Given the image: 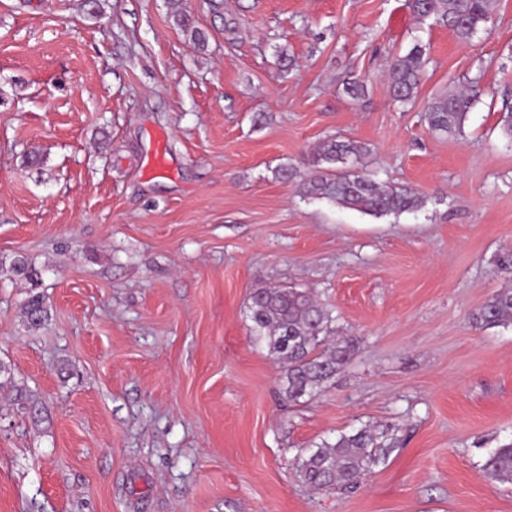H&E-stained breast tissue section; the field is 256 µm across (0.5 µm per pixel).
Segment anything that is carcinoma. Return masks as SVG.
<instances>
[{"label": "carcinoma", "instance_id": "obj_1", "mask_svg": "<svg viewBox=\"0 0 512 512\" xmlns=\"http://www.w3.org/2000/svg\"><path fill=\"white\" fill-rule=\"evenodd\" d=\"M409 7L418 19L444 25L467 43L490 19L492 0H409ZM174 20L191 33L197 46H205L206 33L193 25L185 11H176ZM428 63L425 48L419 44L392 58L389 78L396 101L407 103L416 97ZM481 95L476 78L462 91L448 90L434 96L426 110L429 130L463 134L467 115ZM366 152L367 148L354 140H325L309 160L311 169L302 182L305 194L375 216L419 208L422 200L411 190L383 185L359 172ZM24 314L34 329L46 324L49 312L40 293L29 294ZM247 318L254 342L264 344L270 356L282 364L284 394L290 401L321 391L351 356L350 340H328L334 322L332 311L306 289H257L249 295ZM472 321L481 329L512 326V285L494 292L473 314ZM375 448L374 436L363 429L341 434L333 442L323 441L301 460V478L316 489L355 485L375 462ZM481 474L491 483L512 484V443L490 452Z\"/></svg>", "mask_w": 512, "mask_h": 512}]
</instances>
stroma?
Here are the masks:
<instances>
[{
    "instance_id": "stroma-1",
    "label": "stroma",
    "mask_w": 512,
    "mask_h": 512,
    "mask_svg": "<svg viewBox=\"0 0 512 512\" xmlns=\"http://www.w3.org/2000/svg\"><path fill=\"white\" fill-rule=\"evenodd\" d=\"M417 41L402 106L387 59ZM475 78L463 135L432 134L431 97ZM0 93V512H512L480 471L512 442V327L470 321L512 249V0L467 44L407 0H0ZM329 137L422 206L379 218L281 178ZM273 285L353 342L294 403L246 318ZM365 428L359 485L302 482L311 448ZM24 314L31 328L37 329L46 324L49 319V312L40 293L31 292L29 294L24 303Z\"/></svg>"
}]
</instances>
